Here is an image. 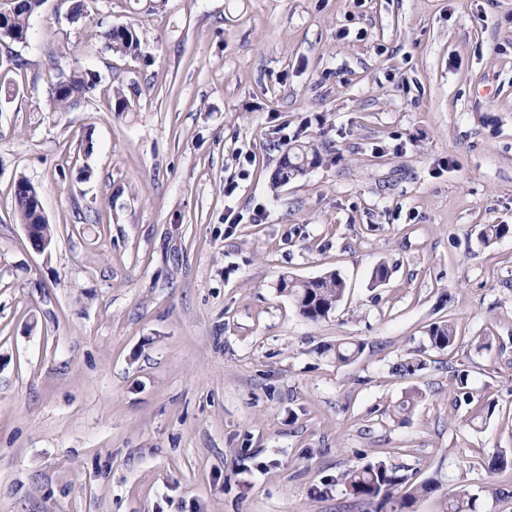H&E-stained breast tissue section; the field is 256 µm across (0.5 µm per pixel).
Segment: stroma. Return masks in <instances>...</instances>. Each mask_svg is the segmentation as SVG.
I'll return each mask as SVG.
<instances>
[{
  "mask_svg": "<svg viewBox=\"0 0 512 512\" xmlns=\"http://www.w3.org/2000/svg\"><path fill=\"white\" fill-rule=\"evenodd\" d=\"M43 0L0 104V512H376L370 461L512 512V0ZM78 43L61 55L63 39ZM7 48L0 46V55ZM102 88L49 111L73 63ZM137 83L125 112L103 88ZM320 163L276 186L285 145ZM53 228L35 252L13 197ZM235 184L225 195L226 184ZM388 269L375 281L378 265ZM340 273L319 321L280 282ZM454 320L451 349L432 323ZM486 333L491 350L473 338ZM362 343L339 365L322 346ZM421 353L426 369L397 373ZM494 403L454 407V372ZM421 398L394 415L405 392ZM88 17L87 26L91 35L102 42L103 47L110 52L125 57L139 58L141 55V40L138 26L135 23L119 27L104 26L100 19H90L86 10V0L73 1L71 19L79 21ZM456 338L455 324L449 320L448 323L431 324L427 330V340L430 346L438 350L452 348ZM407 480V477L398 474L397 468L383 461L369 462L339 476V481L352 497L361 500L380 498L382 502H389L393 491Z\"/></svg>",
  "mask_w": 512,
  "mask_h": 512,
  "instance_id": "stroma-1",
  "label": "stroma"
}]
</instances>
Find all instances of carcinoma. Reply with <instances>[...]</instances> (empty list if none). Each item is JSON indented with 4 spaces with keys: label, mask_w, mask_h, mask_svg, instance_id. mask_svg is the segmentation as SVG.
Segmentation results:
<instances>
[{
    "label": "carcinoma",
    "mask_w": 512,
    "mask_h": 512,
    "mask_svg": "<svg viewBox=\"0 0 512 512\" xmlns=\"http://www.w3.org/2000/svg\"><path fill=\"white\" fill-rule=\"evenodd\" d=\"M41 0H5L0 3V41L26 43L31 21L40 6ZM88 19L87 26L91 35L102 42L103 47L125 57L138 58L141 55V40L138 26L134 23L112 27L103 21L89 19L86 0H73L71 19ZM99 86L98 75L77 65L68 72H61L50 82L48 107L51 112H66L82 97L92 93ZM320 161L317 153L303 145H296L284 151L274 174V184H285L291 178L303 173V170ZM17 215L23 224H42L46 232H51L50 224L38 213L30 193L13 190ZM512 228L506 224H488L481 233L484 244L490 245L508 235ZM345 281L337 271L305 282L282 280L281 290L294 298L300 313L307 319L319 321L326 318L341 301L345 293ZM430 346L445 350L453 347L456 341V327L453 322L434 323L427 330ZM363 350L360 343L341 342L325 351L332 353L338 363H347ZM468 371L463 369L455 375L456 391L454 406L470 405L474 395L468 387ZM339 481L354 498L361 500L390 501L393 491L407 482V477L398 474V469L382 461L369 462L356 469L347 470L339 476ZM437 484L425 481L413 485L400 497L397 505L399 512H408L416 499L424 493L436 490ZM478 497L468 489L462 488L454 499L447 504V512H478Z\"/></svg>",
    "instance_id": "cac0c4a2"
}]
</instances>
